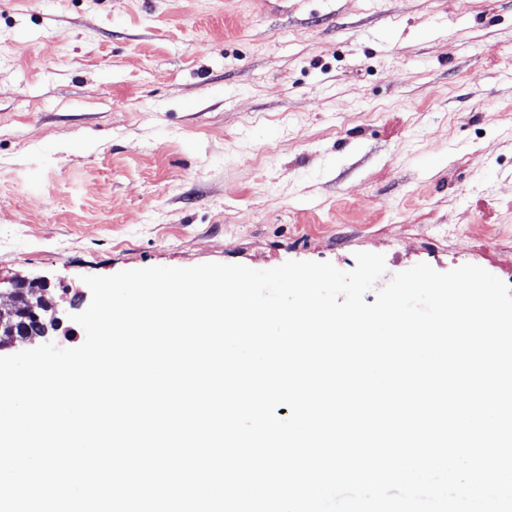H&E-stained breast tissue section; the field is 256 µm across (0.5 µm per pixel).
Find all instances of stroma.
Listing matches in <instances>:
<instances>
[{"label": "stroma", "mask_w": 512, "mask_h": 512, "mask_svg": "<svg viewBox=\"0 0 512 512\" xmlns=\"http://www.w3.org/2000/svg\"><path fill=\"white\" fill-rule=\"evenodd\" d=\"M512 287V0H0V292L289 260Z\"/></svg>", "instance_id": "35a3bbf8"}]
</instances>
